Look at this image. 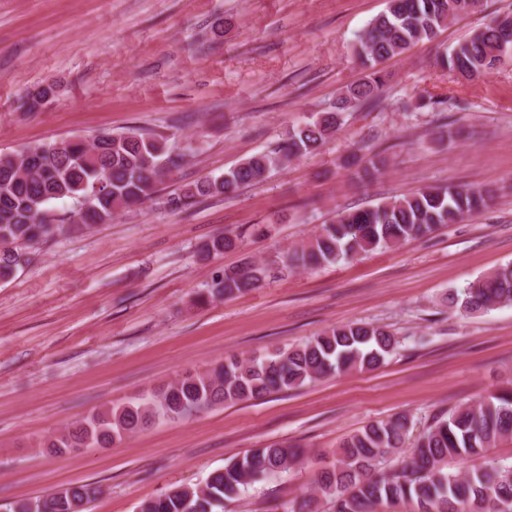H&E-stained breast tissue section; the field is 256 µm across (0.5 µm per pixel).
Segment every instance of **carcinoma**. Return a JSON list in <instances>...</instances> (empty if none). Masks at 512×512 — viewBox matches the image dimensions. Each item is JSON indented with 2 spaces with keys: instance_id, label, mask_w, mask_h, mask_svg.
<instances>
[{
  "instance_id": "1",
  "label": "carcinoma",
  "mask_w": 512,
  "mask_h": 512,
  "mask_svg": "<svg viewBox=\"0 0 512 512\" xmlns=\"http://www.w3.org/2000/svg\"><path fill=\"white\" fill-rule=\"evenodd\" d=\"M480 0H387L386 9L356 35L355 51L368 74L346 86L336 101L288 126L270 150L255 153L219 175L207 176L181 192L159 199L161 185L194 152L187 143L174 153L169 137L132 131L102 132L90 141L70 139L37 144L18 154L0 153V282L12 279L28 263V250L71 229L88 230L146 203L161 201L170 212L190 208L197 199L231 197L265 181L295 159L317 153L344 125L349 113L377 109L390 75L378 65L411 45L433 40L441 28ZM512 52V13L497 17L468 40L443 53L439 65L449 77L491 73ZM56 86L25 95L19 108L36 112L56 99ZM465 103L453 96L427 94L415 102L422 112H446ZM356 171L364 181L382 174L385 158L371 154ZM490 191L454 184L424 187L378 202L345 209L301 247L285 251L273 263L245 260L216 270L199 293L200 303L235 297L259 288L265 279L299 268L349 262L362 254L423 238L444 224H457L488 205ZM68 201V219H55L50 205ZM70 225H64V222ZM241 233L226 232L201 248L209 259L238 246ZM512 304V264H505L448 293V305L465 314L489 312ZM401 341L391 331L368 323L332 327L311 339L267 355L232 357L204 372L187 371L166 388L133 402L96 413L49 440L56 453L76 448H108L126 435L157 422L182 420L214 405L259 400L302 388L327 375L384 365ZM413 421L400 414L373 423L347 437L336 464L321 470L311 499L332 502L333 512H378L377 506L409 505L414 512H512V463L487 460L489 449L512 437V392L494 393L476 406L460 405L417 436ZM411 455L396 467L388 459L406 442ZM303 451L282 443L256 448L212 471L203 485H177L141 501L137 512H224L256 483L278 478L300 465ZM483 460L463 475L448 469L455 458ZM102 488L79 484L41 499L18 500L7 512H75L90 505Z\"/></svg>"
}]
</instances>
